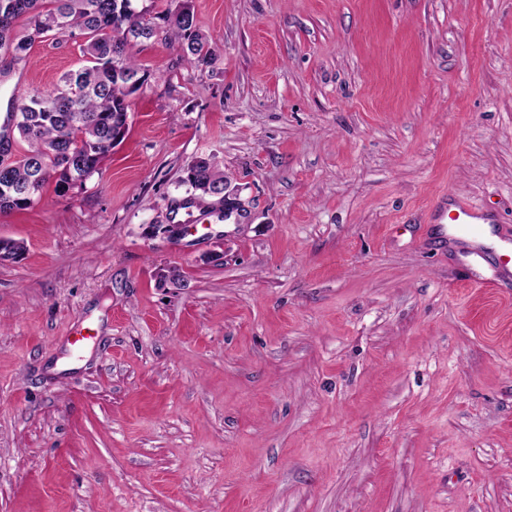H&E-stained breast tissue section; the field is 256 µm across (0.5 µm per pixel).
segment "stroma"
Masks as SVG:
<instances>
[{"label": "stroma", "mask_w": 512, "mask_h": 512, "mask_svg": "<svg viewBox=\"0 0 512 512\" xmlns=\"http://www.w3.org/2000/svg\"><path fill=\"white\" fill-rule=\"evenodd\" d=\"M85 184L0 213V512H512V0H190ZM0 51V118L82 67ZM241 211L165 223L195 157ZM223 252L219 264L200 254ZM182 268L186 288H159ZM89 338L70 344L71 332ZM432 220L435 224H452L459 231L476 236L479 224H489L488 214L467 201L448 194V204L434 206Z\"/></svg>", "instance_id": "1"}]
</instances>
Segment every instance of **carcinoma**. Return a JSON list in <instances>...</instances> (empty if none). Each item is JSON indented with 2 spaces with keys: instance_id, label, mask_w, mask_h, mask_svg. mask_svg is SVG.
I'll return each instance as SVG.
<instances>
[{
  "instance_id": "cac0c4a2",
  "label": "carcinoma",
  "mask_w": 512,
  "mask_h": 512,
  "mask_svg": "<svg viewBox=\"0 0 512 512\" xmlns=\"http://www.w3.org/2000/svg\"><path fill=\"white\" fill-rule=\"evenodd\" d=\"M22 16L27 34L20 37L14 25ZM158 30L190 64L205 69L213 63L211 41L187 3L152 15L136 9L134 0H0V49L14 62L27 61L34 42L50 34L84 35L86 57L85 65L64 73L52 89L34 91L7 113L29 150L13 161L0 151V213L32 207L51 180L63 193L98 171L125 136L130 97L148 84L132 48ZM181 183L190 190L222 187L224 169L215 159H195Z\"/></svg>"
}]
</instances>
